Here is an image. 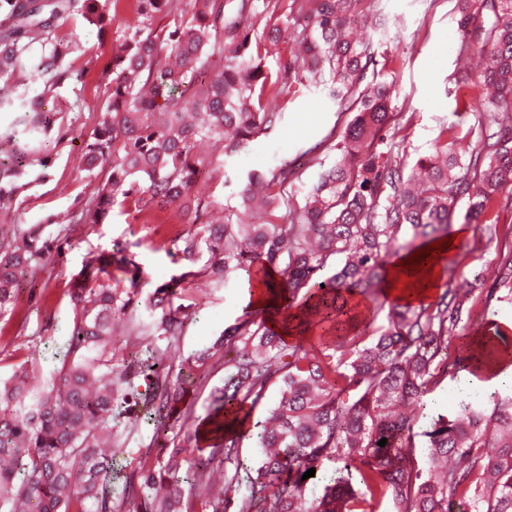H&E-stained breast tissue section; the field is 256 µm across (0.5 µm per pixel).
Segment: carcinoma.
<instances>
[{"instance_id": "obj_1", "label": "carcinoma", "mask_w": 512, "mask_h": 512, "mask_svg": "<svg viewBox=\"0 0 512 512\" xmlns=\"http://www.w3.org/2000/svg\"><path fill=\"white\" fill-rule=\"evenodd\" d=\"M360 2L0 0V112L16 113L0 126V318L14 309L19 281L59 255L68 221L104 224L126 205L150 224L179 198L180 223L196 225L169 240L178 273L146 295L126 245L114 240L88 254L69 282L72 330L59 364L46 378L32 353L0 383V512H366L370 499L391 501L394 512H450L458 500L469 512H512V388L487 402L462 400L424 426L406 412L462 368L507 353L469 322L480 297L512 287V241L494 268L473 274L470 289L455 285L458 265L446 256L430 301L384 292L387 267L450 237L455 220L490 223L494 211L512 209V0H455L452 49L485 56L480 75L462 72L456 83L490 85L494 94L474 109L476 124L463 134L443 127L433 153L409 170L380 150L412 120L380 77L389 57L343 34ZM73 15L120 25L101 71L103 107L81 144L98 183L75 197L67 220L49 214L23 229L19 196L50 180L51 145L73 131L43 101L89 82L88 68L75 66L77 42L60 33ZM283 26L295 44L265 70L262 53ZM26 67L41 82L33 99L17 78ZM308 73L348 116L309 152L338 157L319 162L301 201L294 163L246 172L239 204L212 223L221 206L208 189L213 175L281 123L285 92ZM202 139L222 142V156H198ZM253 208L265 222H244ZM231 273L261 282L275 304L246 309L177 369L158 359L157 342L175 345L192 315V305L175 303L178 291ZM383 309L386 323L377 325ZM318 327L316 351L308 334ZM119 335L141 337L120 372ZM207 365L224 368L207 416L215 448L179 476L177 456L193 448L197 426L164 461L146 465L145 450L115 492L112 463L123 449L112 424H134L144 411L153 446H167L165 421L183 403L186 378ZM273 385L279 401L256 425L261 458L246 466L229 423ZM326 464L341 477L321 495L308 492L302 476ZM357 474L362 491L352 484Z\"/></svg>"}]
</instances>
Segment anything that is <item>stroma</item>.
Wrapping results in <instances>:
<instances>
[{"instance_id": "obj_1", "label": "stroma", "mask_w": 512, "mask_h": 512, "mask_svg": "<svg viewBox=\"0 0 512 512\" xmlns=\"http://www.w3.org/2000/svg\"><path fill=\"white\" fill-rule=\"evenodd\" d=\"M381 8L387 19L386 30L375 29L372 13L367 9L359 12L347 29L352 39L381 43L393 61V103L413 113L414 119L392 157L412 165L430 152L441 125L458 123L467 127L475 123L476 116L456 108L455 77L463 69L464 59L452 49L459 33L451 0H438L434 5L428 0H382ZM63 30L78 43L79 62L89 63L93 74H100L101 65L96 57L107 50L113 30H100L78 16L68 18ZM103 102L102 88L91 85L82 97H75L67 87L55 98V111L72 121L73 132L56 148L57 160L50 181L22 193V223L33 224L46 215L66 210L77 195L88 191L81 140L95 126ZM337 122L336 105L326 89L307 81L304 87L288 94L280 126L252 141L238 161L228 166L224 175L216 177L211 184L214 195L221 203H237L240 181L248 170L268 169L278 159L300 158L323 140ZM182 207L179 201L170 204L167 217L161 218L152 233L130 210L113 214L108 224L73 226L55 263L26 277L17 289L13 313L0 318V379H7L33 348L40 354L43 369H53V355L71 331L68 283L88 252L110 248L113 240H121L139 256L146 272L145 289L168 280L176 266L162 243L170 236V215L179 213ZM451 231L462 236L463 248L456 260L463 279L471 280L475 270L495 260V245L479 224L457 221ZM244 296L245 281L234 274L224 284L209 286L205 292L186 290V303L196 304L197 309L174 348L158 343V358L178 366L190 354L208 346L225 327L243 316ZM477 310L476 325L487 335L512 337V293L507 288H500L497 299L478 305ZM223 382V369L194 372L182 411L166 423L170 446L154 449V456L167 459L170 447L178 446L184 433L207 417L211 392ZM468 391L464 376L445 381L427 396L426 409H415L414 414L424 422L438 414H449Z\"/></svg>"}]
</instances>
